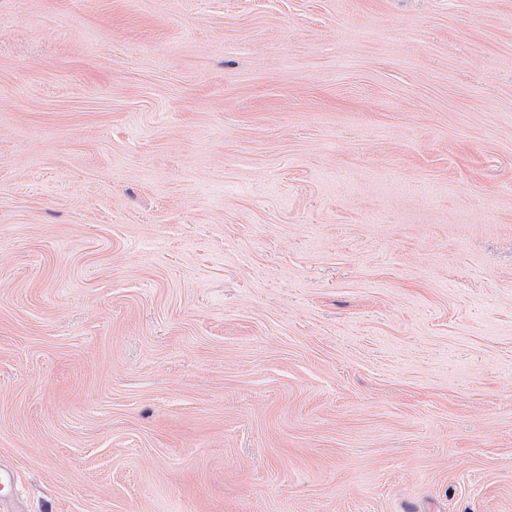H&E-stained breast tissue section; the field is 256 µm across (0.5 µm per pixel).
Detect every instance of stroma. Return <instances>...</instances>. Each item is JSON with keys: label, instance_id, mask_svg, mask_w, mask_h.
<instances>
[{"label": "stroma", "instance_id": "35a3bbf8", "mask_svg": "<svg viewBox=\"0 0 512 512\" xmlns=\"http://www.w3.org/2000/svg\"><path fill=\"white\" fill-rule=\"evenodd\" d=\"M0 471L512 512V0H0Z\"/></svg>", "mask_w": 512, "mask_h": 512}]
</instances>
